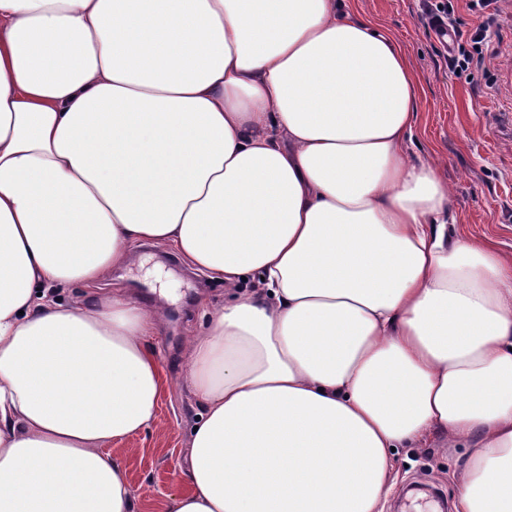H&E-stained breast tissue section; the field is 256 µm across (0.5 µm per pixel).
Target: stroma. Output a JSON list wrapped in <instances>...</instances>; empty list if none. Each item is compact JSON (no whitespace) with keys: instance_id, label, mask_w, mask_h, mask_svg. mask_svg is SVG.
Instances as JSON below:
<instances>
[{"instance_id":"stroma-1","label":"stroma","mask_w":512,"mask_h":512,"mask_svg":"<svg viewBox=\"0 0 512 512\" xmlns=\"http://www.w3.org/2000/svg\"><path fill=\"white\" fill-rule=\"evenodd\" d=\"M466 3L456 0L455 19L464 31L486 25L491 86L477 69L450 67L436 33L425 26L420 0H355L358 15L392 32L410 60L421 87L411 155L441 157L457 231L512 257V87L506 79L512 73V0L494 16L475 14ZM104 284L165 310L162 326L147 339L163 377L157 416L147 430L113 442L110 450L126 472L136 512H168L170 496L189 487L186 458L201 411L184 387L185 342L223 306L224 284L187 270L173 251L139 246ZM468 456V448H444L436 438L398 449L385 512H442L443 502L456 498Z\"/></svg>"}]
</instances>
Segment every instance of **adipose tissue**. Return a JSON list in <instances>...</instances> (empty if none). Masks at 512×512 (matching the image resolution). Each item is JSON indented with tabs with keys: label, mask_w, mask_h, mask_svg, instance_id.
Returning a JSON list of instances; mask_svg holds the SVG:
<instances>
[{
	"label": "adipose tissue",
	"mask_w": 512,
	"mask_h": 512,
	"mask_svg": "<svg viewBox=\"0 0 512 512\" xmlns=\"http://www.w3.org/2000/svg\"><path fill=\"white\" fill-rule=\"evenodd\" d=\"M354 0H0V512H133L110 443L162 394L160 311L65 302L129 249L227 297L168 512H384L393 451L472 452L512 512V260L410 159L420 86Z\"/></svg>",
	"instance_id": "obj_1"
}]
</instances>
